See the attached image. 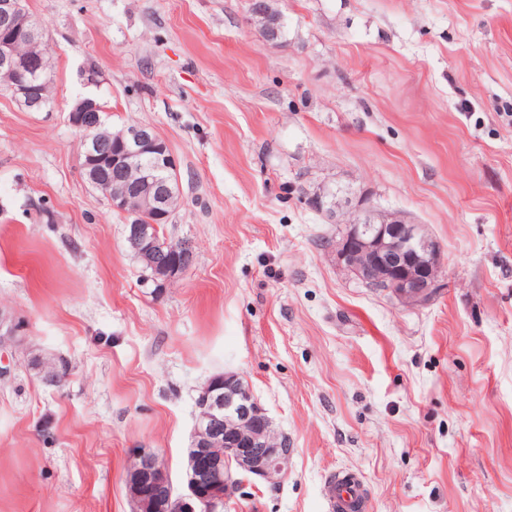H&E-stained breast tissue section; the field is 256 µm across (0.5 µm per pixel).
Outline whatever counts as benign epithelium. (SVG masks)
<instances>
[{
  "instance_id": "7a95c632",
  "label": "benign epithelium",
  "mask_w": 512,
  "mask_h": 512,
  "mask_svg": "<svg viewBox=\"0 0 512 512\" xmlns=\"http://www.w3.org/2000/svg\"><path fill=\"white\" fill-rule=\"evenodd\" d=\"M251 12L262 22L263 37L274 39L278 14L269 0H251ZM21 35L36 36L27 0H0V80L21 109L45 112L47 99L35 82L43 70V59L18 52ZM105 120L103 108L91 98L76 101L68 113V123L81 137L85 183L94 189L112 187L105 195L119 213L131 214L129 206L136 199L158 219L168 218L171 183L162 175L137 181L128 178L135 157L146 149L156 152L162 171L177 169L167 142L145 125H128L115 134L105 132ZM306 200L329 223L338 225L336 259L347 272L369 288L391 293L406 306L424 305L433 299L443 257L423 225L400 216H377L367 198L354 202L327 185L307 193ZM153 237L146 225H126L127 243L147 257L154 269V284L163 288L188 266L171 256L154 259ZM20 331V324L0 312V345L14 340ZM195 407L193 453L183 476L184 489L175 490L156 453H130L126 483L136 512H224L230 485L220 478L221 473L233 468L277 487L290 472L294 449L237 374L210 378L195 397Z\"/></svg>"
}]
</instances>
